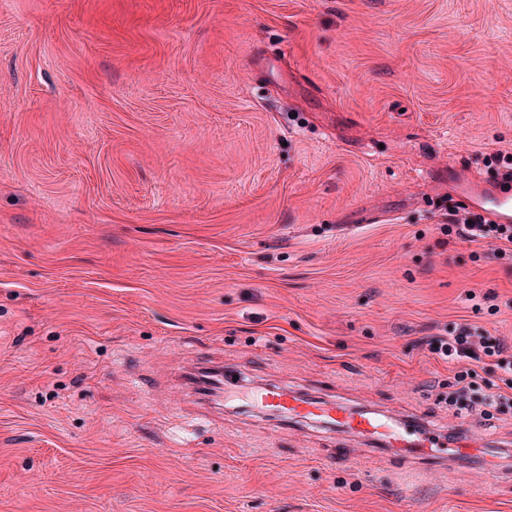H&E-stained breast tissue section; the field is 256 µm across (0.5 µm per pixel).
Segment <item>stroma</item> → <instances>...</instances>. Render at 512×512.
<instances>
[{"instance_id": "stroma-1", "label": "stroma", "mask_w": 512, "mask_h": 512, "mask_svg": "<svg viewBox=\"0 0 512 512\" xmlns=\"http://www.w3.org/2000/svg\"><path fill=\"white\" fill-rule=\"evenodd\" d=\"M511 148L512 0H0V512H512V405L449 415L427 346L512 341V262L445 231ZM199 365L485 448L203 404Z\"/></svg>"}]
</instances>
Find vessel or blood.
<instances>
[{
	"mask_svg": "<svg viewBox=\"0 0 512 512\" xmlns=\"http://www.w3.org/2000/svg\"><path fill=\"white\" fill-rule=\"evenodd\" d=\"M456 200L467 210L495 223H512L511 182L485 188L462 179L456 184ZM252 401L260 409L293 420L336 426L365 444L392 449L402 458L416 456L443 462L450 457L470 455L479 448L478 441L467 434L459 438L456 447L449 448L440 443L436 433L422 431L414 421L357 410L335 400H315L284 386L258 387L252 393Z\"/></svg>",
	"mask_w": 512,
	"mask_h": 512,
	"instance_id": "b4317fda",
	"label": "vessel or blood"
}]
</instances>
